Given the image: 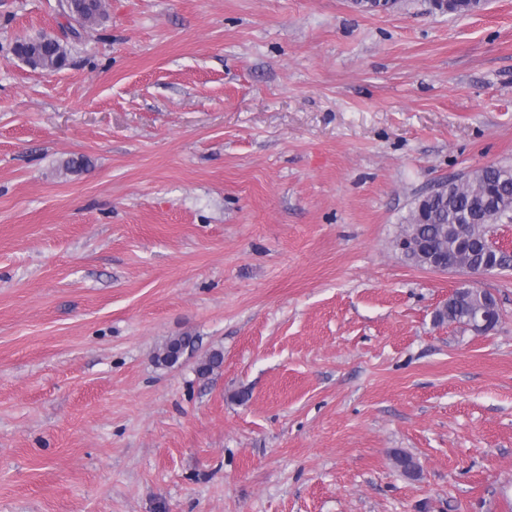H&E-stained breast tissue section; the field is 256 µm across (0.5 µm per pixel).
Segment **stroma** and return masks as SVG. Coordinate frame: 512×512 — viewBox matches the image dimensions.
Wrapping results in <instances>:
<instances>
[{
	"instance_id": "1",
	"label": "stroma",
	"mask_w": 512,
	"mask_h": 512,
	"mask_svg": "<svg viewBox=\"0 0 512 512\" xmlns=\"http://www.w3.org/2000/svg\"><path fill=\"white\" fill-rule=\"evenodd\" d=\"M107 10L0 0V512H512V269L478 335L394 247L512 165V0ZM44 32L62 70L12 53ZM196 337L190 335L176 336L169 339L158 351L157 361L165 366H173L187 350H194Z\"/></svg>"
}]
</instances>
